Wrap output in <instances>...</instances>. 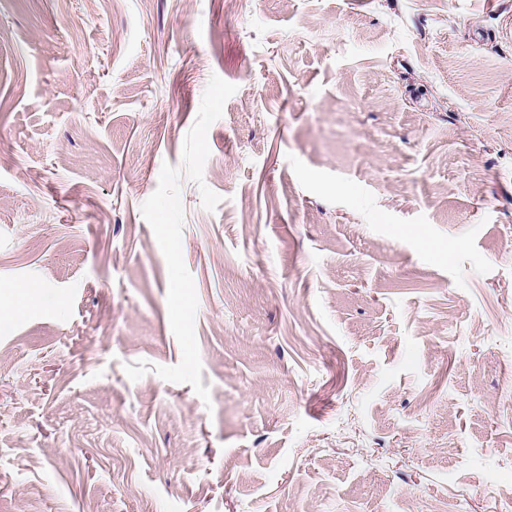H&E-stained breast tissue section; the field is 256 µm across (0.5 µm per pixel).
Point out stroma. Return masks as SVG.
<instances>
[{"label": "stroma", "instance_id": "35a3bbf8", "mask_svg": "<svg viewBox=\"0 0 512 512\" xmlns=\"http://www.w3.org/2000/svg\"><path fill=\"white\" fill-rule=\"evenodd\" d=\"M512 0H0V512H512ZM38 289L37 284L34 282H27L13 288L4 289L0 293V306L3 304L9 308L22 310L36 296Z\"/></svg>", "mask_w": 512, "mask_h": 512}]
</instances>
